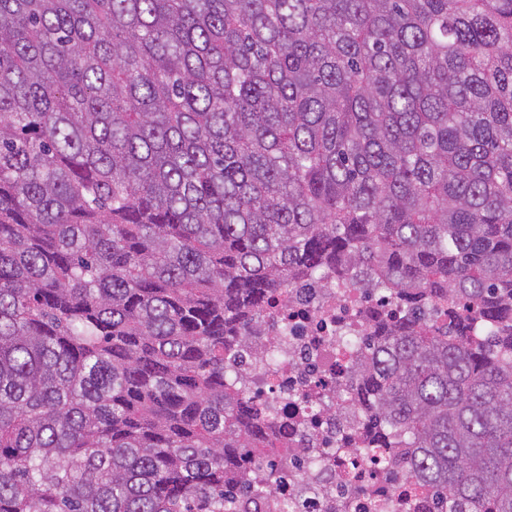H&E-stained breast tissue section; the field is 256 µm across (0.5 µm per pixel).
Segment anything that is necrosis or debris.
<instances>
[{
  "mask_svg": "<svg viewBox=\"0 0 512 512\" xmlns=\"http://www.w3.org/2000/svg\"><path fill=\"white\" fill-rule=\"evenodd\" d=\"M383 312L351 275L331 273L294 281L249 327L233 371L271 404L281 445L269 457L284 470L270 494L249 498L248 512H437L428 488L364 453L356 340Z\"/></svg>",
  "mask_w": 512,
  "mask_h": 512,
  "instance_id": "necrosis-or-debris-1",
  "label": "necrosis or debris"
}]
</instances>
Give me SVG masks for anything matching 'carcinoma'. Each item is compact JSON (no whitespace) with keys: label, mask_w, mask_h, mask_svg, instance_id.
<instances>
[{"label":"carcinoma","mask_w":512,"mask_h":512,"mask_svg":"<svg viewBox=\"0 0 512 512\" xmlns=\"http://www.w3.org/2000/svg\"><path fill=\"white\" fill-rule=\"evenodd\" d=\"M348 269L366 446L512 512V0H0V512L270 492L225 358Z\"/></svg>","instance_id":"obj_1"}]
</instances>
